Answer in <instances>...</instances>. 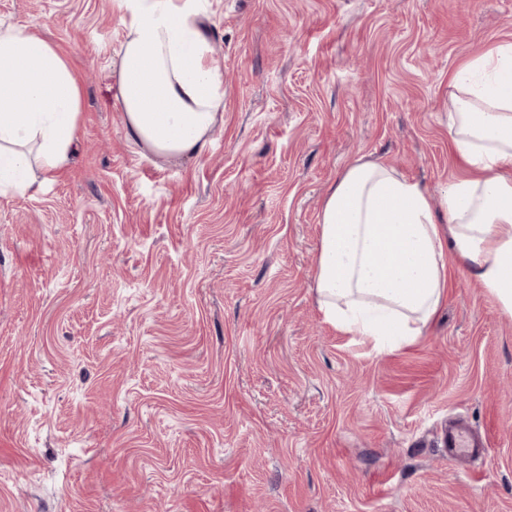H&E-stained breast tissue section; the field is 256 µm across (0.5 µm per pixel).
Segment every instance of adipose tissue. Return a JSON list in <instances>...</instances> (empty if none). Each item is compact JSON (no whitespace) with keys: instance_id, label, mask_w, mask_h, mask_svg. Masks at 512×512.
I'll use <instances>...</instances> for the list:
<instances>
[{"instance_id":"1","label":"adipose tissue","mask_w":512,"mask_h":512,"mask_svg":"<svg viewBox=\"0 0 512 512\" xmlns=\"http://www.w3.org/2000/svg\"><path fill=\"white\" fill-rule=\"evenodd\" d=\"M116 99L128 140L156 158L201 155L223 118L224 78L202 0H120ZM448 141L467 173L431 198L384 163L359 158L319 214L318 307L380 355L422 335L448 288L447 259L512 315V43L450 80ZM82 89L65 54L0 23V196L34 194L70 158Z\"/></svg>"}]
</instances>
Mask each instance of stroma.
<instances>
[{
  "label": "stroma",
  "instance_id": "stroma-1",
  "mask_svg": "<svg viewBox=\"0 0 512 512\" xmlns=\"http://www.w3.org/2000/svg\"><path fill=\"white\" fill-rule=\"evenodd\" d=\"M224 117L171 162L127 139L118 0H0L83 86L69 163L0 197V512H512V316L464 263L389 354L313 290L359 157L439 194L451 75L512 0H206ZM462 422L483 454L449 459Z\"/></svg>",
  "mask_w": 512,
  "mask_h": 512
}]
</instances>
